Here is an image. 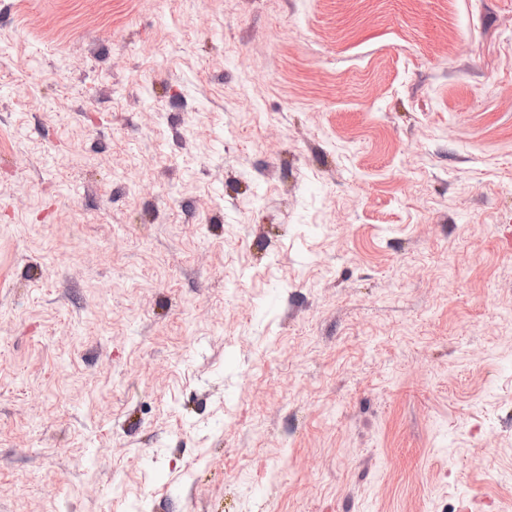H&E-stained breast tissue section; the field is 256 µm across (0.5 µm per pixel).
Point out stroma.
<instances>
[{
	"label": "stroma",
	"mask_w": 512,
	"mask_h": 512,
	"mask_svg": "<svg viewBox=\"0 0 512 512\" xmlns=\"http://www.w3.org/2000/svg\"><path fill=\"white\" fill-rule=\"evenodd\" d=\"M512 512V0H0V512Z\"/></svg>",
	"instance_id": "35a3bbf8"
}]
</instances>
